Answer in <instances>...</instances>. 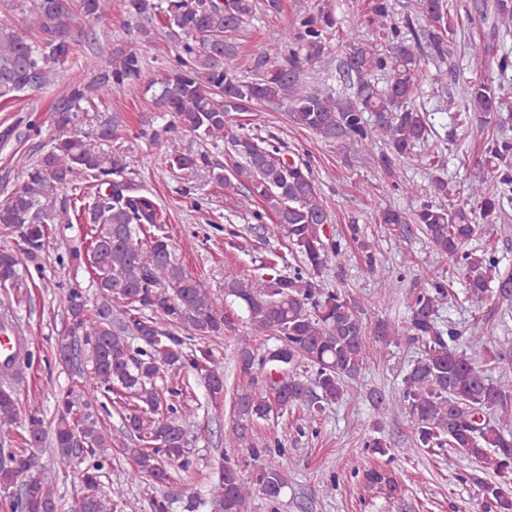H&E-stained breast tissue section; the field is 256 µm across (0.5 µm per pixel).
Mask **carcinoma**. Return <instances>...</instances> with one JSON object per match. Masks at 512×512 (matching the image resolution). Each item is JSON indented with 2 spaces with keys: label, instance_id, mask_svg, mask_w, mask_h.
Wrapping results in <instances>:
<instances>
[{
  "label": "carcinoma",
  "instance_id": "obj_1",
  "mask_svg": "<svg viewBox=\"0 0 512 512\" xmlns=\"http://www.w3.org/2000/svg\"><path fill=\"white\" fill-rule=\"evenodd\" d=\"M111 0H21L19 7L33 16L37 35L27 38L0 31V98L9 99L49 83L50 65L63 63L71 50L75 14L90 21L108 16ZM164 10L169 35L181 40V54L160 82L156 105L173 118V124L192 133L204 144L229 140L230 150L213 178L224 188L242 191V204L258 202L251 212L256 223L269 219L278 225L302 258V265L281 273L274 261L262 267L268 277L251 282L245 278L224 280V296L246 315L251 333H239L238 315L216 302L201 282L179 263L170 240L163 233L162 211L154 199L126 176L120 153L102 154L85 141L61 138L36 163L29 166L6 202L0 205V227L22 239L16 249L0 250V274L4 283L18 277L19 267L34 263L46 250L50 225L73 224L67 201L57 202L58 191L92 180L108 190L97 191L84 204V220L93 230L89 244L73 246L70 262L87 266L94 275L99 295L112 303L91 312L80 288L65 294L67 335L71 342L57 347L55 359L67 366L75 343L83 341L91 353L92 368L85 378L83 395L73 390L55 396L56 413L51 445L58 466L66 469L84 456L83 493L74 512H112V500L98 487L112 448V432L102 413L118 410L128 442L123 454L130 462V480L142 486L153 512H170L173 498L164 488L173 482L172 470L186 472L192 466V439L187 424L199 405L180 389L168 384L178 376L198 377L208 397L224 398V367L209 341L229 333L239 334L236 368L248 386L236 392L237 420L225 432V445L242 448L243 430L254 419L279 417L292 406L306 408L310 421L325 406L347 394V383L377 355V345H390L404 337L423 345L422 356L402 379L399 399L378 406L388 414L401 411L413 425V447H448L473 467L461 480L476 488L481 512H512V376L497 379L484 374L474 359L459 347L460 334L443 328L439 310L448 297L443 277L434 276L429 287L411 298L407 322H375L368 329L349 294L330 288L324 281L328 263L341 257L342 241L326 234L328 213L310 166L286 157L272 138L225 134L232 112H247L255 104L289 102V120L329 144L373 147L382 140L387 151L378 154V165L395 175L400 165L416 157L415 148L436 135L429 114L414 105L422 80L423 63L432 59L435 79L448 71V43L458 17L447 0H419V15L429 22L425 46L408 43L410 16L394 13L392 0H371L368 22L376 25L389 48L353 44L346 66L358 75L354 95L338 98L318 90H304L305 72L330 47L335 17L325 9L301 17L297 32L283 31L263 53L281 56L254 81H241L224 67L233 46L225 36L235 33L253 10L252 0H169L167 8L154 0H126L129 15L151 20ZM493 11L487 37L471 45L478 59L489 52L501 28L512 25V0L482 3V18ZM146 45L127 42L112 49L90 66L98 72L96 88L133 84L142 76ZM378 71L388 73L384 87L371 83ZM512 79V56L496 59V72L467 82L465 118L488 128L496 123L507 104L501 85ZM91 88L70 86L54 109L53 121L64 129L78 113L91 105ZM171 169L210 168L209 152L172 154ZM496 174V188L487 186L485 172ZM246 175L248 183L233 178ZM512 206V140L487 139L482 162L472 174L470 198L464 204L426 201L408 216L387 209L379 223L388 228L412 222L419 226L433 248L448 258L452 272L464 275V300L475 309L486 304L499 259L492 250L481 254L465 246L481 232L502 223ZM368 266H374L371 243L360 228L349 225ZM373 333L370 342L367 333ZM271 334L277 344L265 350L252 343L251 335ZM490 359L512 363V355L492 350L482 336L470 338ZM315 372V387L300 368ZM265 388H255L258 378ZM18 414L13 390L0 386V423L12 424ZM26 444L39 448L45 440L42 419L29 415ZM255 471L242 475L237 464L224 459L211 484L212 512H248L253 496L275 505L286 487L288 452L274 436L261 448H243ZM35 457L24 451L11 455L0 467V489L16 488L12 512H57L55 495L33 473ZM353 474L367 485L391 497L398 483L387 470L355 465Z\"/></svg>",
  "mask_w": 512,
  "mask_h": 512
}]
</instances>
